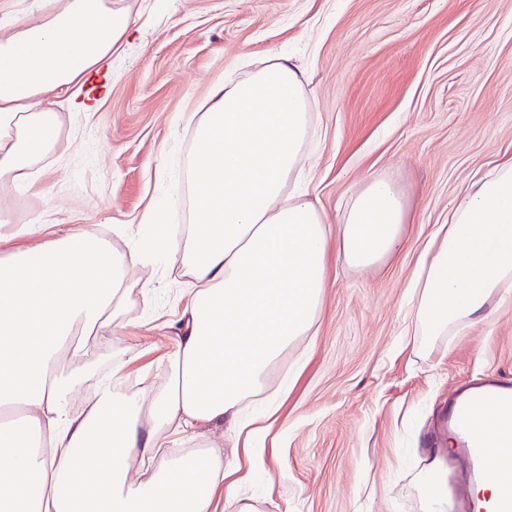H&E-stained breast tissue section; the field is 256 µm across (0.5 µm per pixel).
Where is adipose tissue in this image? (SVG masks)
Listing matches in <instances>:
<instances>
[{
  "instance_id": "adipose-tissue-1",
  "label": "adipose tissue",
  "mask_w": 512,
  "mask_h": 512,
  "mask_svg": "<svg viewBox=\"0 0 512 512\" xmlns=\"http://www.w3.org/2000/svg\"><path fill=\"white\" fill-rule=\"evenodd\" d=\"M129 16L106 0H66L0 32V186L23 191L59 146L57 98L82 110L83 88L109 69ZM304 70L269 61L214 85L187 163L191 221L178 236L152 204L126 251L87 230L40 237V225L2 231L0 205V512H250L233 479L239 464L199 454L159 460L168 428L231 419L259 393L272 365L314 333L328 255L370 269L396 256L411 221L406 196L374 176L337 228L302 193L285 194L312 135ZM182 251L192 278L186 321L173 338L169 381L151 401L101 376L75 335L108 338L124 309L129 272ZM416 317L433 335L474 324L512 291V158L497 162L448 205L414 274ZM88 391L89 401L73 399ZM151 476L134 481L129 460ZM424 512H444L447 471L418 479Z\"/></svg>"
}]
</instances>
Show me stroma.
Masks as SVG:
<instances>
[{
  "mask_svg": "<svg viewBox=\"0 0 512 512\" xmlns=\"http://www.w3.org/2000/svg\"><path fill=\"white\" fill-rule=\"evenodd\" d=\"M129 11L110 93L60 105L61 147L25 191H0L15 224L80 226L124 250L152 200L183 190L195 113L213 83L294 58L316 102L294 187L328 224L373 175L402 185L406 248L368 270L328 258L317 333L270 367L277 422L252 443L228 421L177 444L224 463L252 459L240 489L255 512H420L415 481L458 387L512 378V295L445 336L415 333L411 278L425 241L474 176L512 155V0H111ZM181 255L129 273L111 339L88 359L121 366L143 399L166 382L189 286ZM155 286L144 299L141 290Z\"/></svg>",
  "mask_w": 512,
  "mask_h": 512,
  "instance_id": "1",
  "label": "stroma"
}]
</instances>
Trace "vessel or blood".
Returning <instances> with one entry per match:
<instances>
[{"mask_svg": "<svg viewBox=\"0 0 512 512\" xmlns=\"http://www.w3.org/2000/svg\"><path fill=\"white\" fill-rule=\"evenodd\" d=\"M478 403L491 408V420L512 419V380H487L477 392L453 398L451 402L447 425L460 436L455 455L465 461L469 480L478 483L494 480L504 488L496 498L466 500L465 512H512V467L495 470L489 465L491 456L512 447V427L502 428L493 439L480 434L473 426L474 406Z\"/></svg>", "mask_w": 512, "mask_h": 512, "instance_id": "b4317fda", "label": "vessel or blood"}]
</instances>
